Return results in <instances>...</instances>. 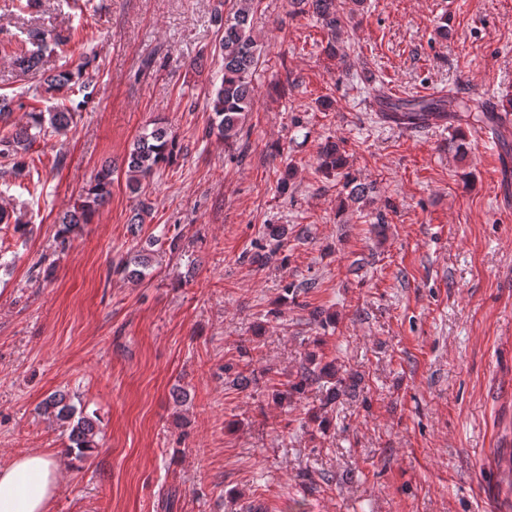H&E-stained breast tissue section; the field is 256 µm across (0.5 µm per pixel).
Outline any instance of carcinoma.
<instances>
[{"label":"carcinoma","instance_id":"carcinoma-1","mask_svg":"<svg viewBox=\"0 0 512 512\" xmlns=\"http://www.w3.org/2000/svg\"><path fill=\"white\" fill-rule=\"evenodd\" d=\"M313 13L325 24L330 32L328 42L330 53H336V38L342 27V19L337 0H304ZM255 0H232L228 14H223L221 7L225 0H219V9L215 10L217 23L224 27V36L219 44L223 58V68L220 79L214 82V96L211 101L214 118L205 129V136L215 135L226 144L236 142L240 132V124L245 118V112L251 109L254 98V87L251 82L253 69L256 67L262 42L251 25L250 16ZM25 42L32 45L29 50L16 57L18 65L26 70L37 67L42 52L48 44L59 48L68 44L69 38L57 33H46L40 29L22 31ZM44 90L47 93L56 92L62 88L74 85L86 90L92 83V78L85 71L64 70L42 77ZM456 111L448 113V117L462 120V114H467L477 122H488L492 116L483 110V105H472L468 102H456ZM400 112L401 120L410 125L429 117L441 116V106L434 102L418 101L401 103L394 106ZM75 109L63 107L56 111L43 112L32 110L28 113L26 124L10 133L0 135V155L13 158L12 173L19 175L26 169L24 154L32 142L45 128L49 127L60 133L69 127ZM175 139L170 129L160 122L145 129L132 143L123 161V171L126 175V185L134 195H140L143 183L159 167L167 163L173 154ZM321 166L326 169H341L346 165V157L340 146L330 142L320 151ZM114 168L110 164L103 165L96 173L93 182L86 191L83 202L73 210L65 213L57 230V238L65 241L69 236L78 232L82 226L90 223L96 210L103 205L111 194ZM151 257L142 250L128 257L118 267L117 272L132 282H139L145 276V270L150 267ZM319 383L327 387L326 402L332 403L350 389L346 379L339 375V369L333 362L320 365L316 363L315 355H310V366L303 368L297 377L285 384L286 391L276 393L275 397L282 400L294 394H300L305 389ZM44 413L60 425H68L67 454L79 459L92 456L98 447L97 430L94 422L87 416L75 417L74 405L66 401L61 393L49 395L43 402Z\"/></svg>","mask_w":512,"mask_h":512}]
</instances>
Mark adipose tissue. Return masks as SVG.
I'll return each mask as SVG.
<instances>
[{
  "label": "adipose tissue",
  "mask_w": 512,
  "mask_h": 512,
  "mask_svg": "<svg viewBox=\"0 0 512 512\" xmlns=\"http://www.w3.org/2000/svg\"><path fill=\"white\" fill-rule=\"evenodd\" d=\"M61 480V463L42 452L0 465V512H49Z\"/></svg>",
  "instance_id": "ef3b65f1"
}]
</instances>
